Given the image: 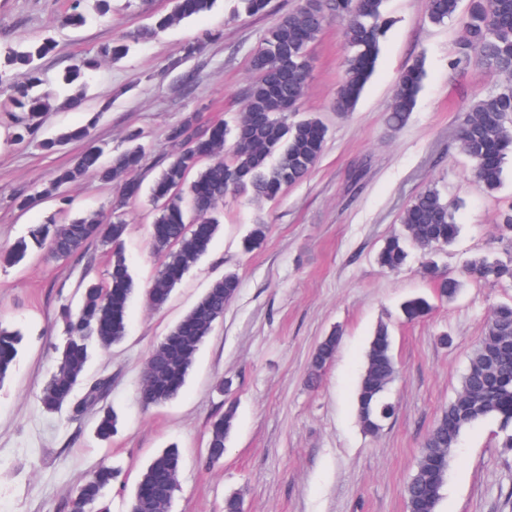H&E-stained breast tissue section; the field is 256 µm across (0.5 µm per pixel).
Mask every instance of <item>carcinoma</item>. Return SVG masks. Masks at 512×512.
I'll use <instances>...</instances> for the list:
<instances>
[{"mask_svg": "<svg viewBox=\"0 0 512 512\" xmlns=\"http://www.w3.org/2000/svg\"><path fill=\"white\" fill-rule=\"evenodd\" d=\"M212 0H173L172 10L159 17L155 26L143 33L152 36L186 18L210 8ZM384 0H300L299 6L283 15L272 27L253 58L257 80L246 95V111L234 129L220 121L204 128L189 115L167 131V139L176 150L153 180L152 191L163 190L154 199L157 213L152 224L154 248L164 255V262L146 292L148 303L162 307L175 285L207 252L219 227L215 216L229 193H247L254 201H272L284 188L302 181L319 160L327 129L321 120L306 118L288 121V112L296 111L303 96L308 69L307 47L321 32L326 16L341 19L350 55L345 61L343 80L336 96V110L351 111L373 72L380 40L390 24L383 11ZM427 17L441 25L460 17L463 37L458 47L457 63L475 59L486 68L512 74V0H468L460 12L461 0H426ZM92 8L104 16L110 0H93L88 6L74 0L65 26L84 22V10ZM55 47V40L10 47L0 54V84L6 83L16 67L27 70L23 83L8 85L10 98L18 113L14 119V138L18 142L38 138L44 114L54 111L51 98L40 94L38 61ZM129 45L119 40L102 45L91 56L80 57L61 77L72 88L64 99L69 109L83 106L87 98L85 73L101 60H118ZM424 76L422 62L407 66L399 75L387 124L403 126L413 111ZM512 82L475 100L464 115L459 146L475 165L480 187L495 192L501 184L502 165L512 154ZM83 140L85 149L67 167L57 172L40 195L65 199L66 187L88 178L111 183L117 190V203L111 212H92L67 224L55 218L36 224L28 235L15 242L3 259L19 262L33 251H44L58 261L78 255L90 244H98L111 255L107 281L81 282V300L77 308L64 304L59 318L64 326V342L56 371L43 387L39 402L47 412L66 407L93 409L97 413V435L108 440L116 430L117 417L102 405L108 389L104 379L88 380L87 363L94 347L108 349L121 342L127 333L126 310L133 293V278L124 253L127 224L121 213L123 205L139 194V172L144 147L140 134L131 131L132 146L101 161L103 151L93 143L91 129L84 126L41 141L51 150L64 142ZM403 231L387 238L378 251L377 262L388 271L400 269L408 257L407 247L419 248L423 255L438 246L455 242L459 227L452 207L434 187L419 193L400 216ZM424 270L436 276V288L443 298H454L460 288L457 278L439 277L432 261ZM465 274L476 281L494 283L512 281V261L504 262L477 254L466 261ZM240 280L229 272L215 281L196 306L179 322L150 354L144 369L142 399L156 405L176 397L182 390L194 356L223 319L225 308L237 296ZM23 336L17 330L0 325V385L12 372ZM340 334L332 331L318 344L309 366L308 381H319L323 369L335 357ZM398 374L392 353L389 327L379 325L369 342L365 365L356 395V415L361 430L378 434L394 408L385 392ZM237 407L232 399L224 403V413L211 420L208 429L209 464L224 458V448L234 429ZM494 419L498 423L500 445L512 448V304L502 303L492 312L478 344L473 350L461 385L448 402L425 438L415 471L405 488L408 512H438L445 485L448 463L462 434L474 423ZM181 471L177 448L158 453L141 472L138 485L153 487L157 494L171 500L174 481ZM120 471L101 466L75 490L73 497L83 503L85 512H106L105 490Z\"/></svg>", "mask_w": 512, "mask_h": 512, "instance_id": "carcinoma-1", "label": "carcinoma"}]
</instances>
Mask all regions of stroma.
Wrapping results in <instances>:
<instances>
[{
    "mask_svg": "<svg viewBox=\"0 0 512 512\" xmlns=\"http://www.w3.org/2000/svg\"><path fill=\"white\" fill-rule=\"evenodd\" d=\"M71 3L0 0V50L53 37L57 48L41 62V90L61 100L59 78L76 58L115 38L134 39L123 60L101 62L88 74L83 109L47 113L42 126L48 137L93 125L111 156L126 149L134 130L146 148L143 189L123 208L134 281L127 335L112 349L93 350L87 368L88 378L111 380L104 403L117 414L118 426L103 442L95 434V412L74 421L69 411L49 413L38 401L63 340L58 309L77 304L81 281L106 279L105 249L93 245L84 257L66 261L36 254L15 266L0 263V324L23 335L13 372L0 385V512H68L72 490L103 465L120 471L105 491L109 512H128L141 471L171 445L182 468L170 512H223L232 490L240 493L243 512H407L405 487L421 444L459 389L491 310L512 303V281L464 279L458 297L448 301L423 276L417 249L393 273L380 268L376 255L399 231L409 202L434 185L452 204L460 228L452 245L433 252L438 272L461 277L475 254L512 259V240L497 227L500 209L512 202V158L498 191L489 194L457 147L466 110L507 83V76L475 61L455 65L462 30L454 21L430 24L425 0H386L392 23L374 72L354 110L342 113L334 102L347 46L341 23L328 19L307 50L299 110L327 127L320 159L275 201L226 197L207 253L154 309L145 291L163 257L150 234L155 211L149 187L173 151L166 133L192 113L202 126L235 123L255 79L254 53L298 0H270L267 12L256 16L238 0H214L210 9L141 40L137 31L168 12L170 0H111L107 16L91 15L84 26L66 29L58 21ZM193 43L198 51L185 55ZM418 59L425 78L416 106L401 128L390 129L386 113L398 76ZM8 97L0 90V247L51 213L64 224L83 212L110 211L115 192L96 179L69 186L66 202L45 198L26 211L16 207V196L41 191L84 144L47 152L35 142L17 143L3 110ZM256 224L268 225L267 236L244 250ZM228 271L239 275L238 294L200 346L183 390L145 406L141 386L150 352ZM417 297L430 308L411 320L403 305ZM382 323L391 330L399 369L386 393L395 414L370 436L357 423L356 393L369 341ZM334 329L341 332L336 355L320 382L309 386L313 351ZM221 381L231 382V394L218 392ZM229 397L237 403L235 430L223 460L207 468L209 423ZM439 512H512V452L500 448L496 421L463 433Z\"/></svg>",
    "mask_w": 512,
    "mask_h": 512,
    "instance_id": "35a3bbf8",
    "label": "stroma"
}]
</instances>
